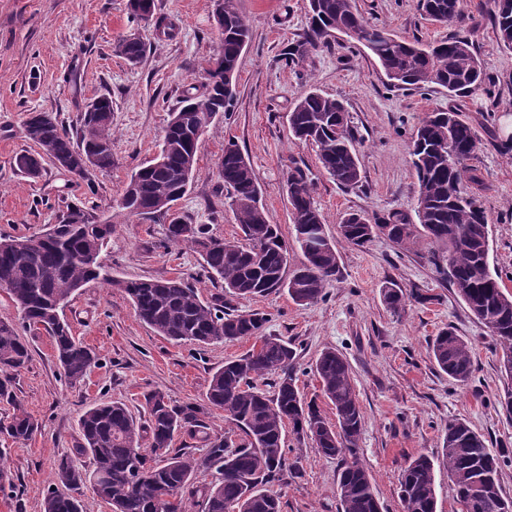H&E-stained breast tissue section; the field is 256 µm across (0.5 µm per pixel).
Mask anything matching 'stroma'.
Wrapping results in <instances>:
<instances>
[{"mask_svg": "<svg viewBox=\"0 0 512 512\" xmlns=\"http://www.w3.org/2000/svg\"><path fill=\"white\" fill-rule=\"evenodd\" d=\"M155 3L158 15L174 25L172 37L156 38L140 28L128 0H0V237L42 232L77 206L95 221L112 223L101 260L114 277L181 279L209 299L223 294L224 286L205 277L198 252L169 243L168 217L142 218L119 206L131 173L155 157L171 112L189 85L202 82L220 46L213 0ZM416 4L355 0L371 24L402 39L427 43L453 33L467 37L497 80L494 93L479 89L455 99L434 85H393L366 48L338 40L288 64V46L308 35L305 0H236L250 31L238 62L236 92L204 132L193 177L175 209L210 235L240 239L219 176L224 147L235 143L262 188L269 223L278 225L289 244L293 270L303 256L293 244L285 183L291 169L304 171L313 182L325 232L336 244L337 279L322 300L309 305L296 304L280 290L231 299V311L266 315L263 335L291 343L297 387L331 422L335 412L313 365L327 349L346 358L364 413L359 457L382 512H402L400 475L419 455L436 465L437 512H461L441 464L448 422L466 421L489 447L512 451V417L500 405L512 383L486 327L437 262L445 245L423 237L405 249L379 234L357 247L338 236L341 219L350 213L371 219L412 212L418 185L409 145L427 113L452 108L480 140L472 166L483 182L480 196L491 219L489 261L503 291L512 294V150L505 147L512 138V50L497 38L493 0H463L465 19L452 24L424 19ZM135 28L148 49L139 64L131 65L114 53L113 44ZM313 86L341 100L349 112L362 169L356 187L337 185L321 169L314 147L295 141L288 130V113ZM102 95L112 99L110 170L94 169L79 178L47 161L41 175L31 179L16 169V156L34 149L23 134L28 113H54L76 135L84 106ZM389 281L409 296L402 313H393L383 301ZM64 317L73 336L100 356L76 384L65 377L49 335L26 328L10 295L0 289V320L14 325L32 355L13 392L38 423L27 441L0 436V468L7 481L0 512H43L60 459L92 469L89 456L77 452L79 419L92 403H124L140 422L147 418L145 396L154 390L174 404L203 403L212 373L253 346L249 339L204 346L169 340L139 320L126 296L96 283L75 293ZM448 326L468 342L476 365L463 385L437 367L430 351L432 338ZM285 451L298 469L283 471L269 486L281 512H339L340 459L322 456L290 431Z\"/></svg>", "mask_w": 512, "mask_h": 512, "instance_id": "35a3bbf8", "label": "stroma"}]
</instances>
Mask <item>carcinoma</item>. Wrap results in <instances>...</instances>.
Listing matches in <instances>:
<instances>
[{
	"instance_id": "1",
	"label": "carcinoma",
	"mask_w": 512,
	"mask_h": 512,
	"mask_svg": "<svg viewBox=\"0 0 512 512\" xmlns=\"http://www.w3.org/2000/svg\"><path fill=\"white\" fill-rule=\"evenodd\" d=\"M310 28L308 38L288 49L291 60L328 43L331 32L355 30L374 36L368 51L385 74L400 86L422 88L437 85L452 97L464 98L487 79L483 60L468 39L453 34L424 47L417 41L401 40L370 26L354 9L352 0H307ZM422 15L439 22L461 19L462 0H417ZM134 18L147 26L168 31L171 23L155 12L143 11L140 0H129ZM221 42L208 60L204 82L186 90L180 108L171 113L182 123H168L161 141L167 162H151L135 171L127 183L121 206L129 214L149 217L165 214L187 191L198 161V148L187 138L185 124L200 113L224 110L233 95L224 93V68L235 67L240 42L248 39L244 18L233 0H224V20L217 21ZM494 25L499 42L512 49V0H495ZM142 39L126 43L124 59L138 64L146 54ZM79 141L45 112H30L23 124L25 137L37 151L16 156V168L30 178L41 174L50 160L64 172L85 177L84 159L94 160L100 170L112 169V99L99 96L83 110ZM294 138L316 148L323 171L344 188L361 181L358 153L350 128L349 114L339 100L313 87L302 94L288 113ZM480 146L470 124L458 112L430 113L417 128L410 157L418 181L414 215L392 213L369 220L350 214L338 225L339 236L362 247L380 227L399 246L414 242L420 227L427 237L446 245L448 275L458 295L473 315L488 329L502 356L512 354V295L504 293L499 275L489 263V218L479 196L463 188L468 181L476 187L481 180L468 164ZM220 177L232 199L235 220L243 241H227L208 235L177 217L168 226L169 241L186 244L203 258L208 277L224 283L231 297L263 296L281 288L301 305L325 296L328 284L339 272L336 245L310 251L298 237L302 229L324 231V219L313 201V183L299 168L288 173L286 187L291 206L295 242L304 262L289 278L288 247L279 228L267 221L256 199L262 192L251 165L233 142L224 148ZM56 239L41 236L8 237L0 246V288L7 290L28 326L44 329L52 338L57 360L72 382L82 381L98 365L96 352L72 336L60 311L80 288L99 282L124 293L139 319L157 333L177 342L206 345L211 342L261 340L258 350L224 362L209 382L206 404L171 405L162 393L145 395L147 425L138 424L120 402L97 403L80 418L81 455L92 457L89 471L62 459L54 472V483L44 497L43 512H82L80 496L89 485L112 512H280L279 498L266 488L286 465L283 430L293 426L298 437L311 441L327 457H343L338 490L341 512H379L369 473L357 455L364 416L352 382L347 360L334 350L322 352L313 366L324 396L336 411V423L324 417L315 401H306L294 377L295 351L290 343L263 336L266 318L259 312H224V298L210 300L182 280H123L110 275L84 256L100 253L112 235V225L97 224L79 207L68 209L52 226ZM386 305L395 313L405 307V293L395 283L383 288ZM439 369L458 383L473 376L474 362L467 341L446 327L430 344ZM31 360L28 346L14 326L0 321V399L13 413L0 420V433L16 441H27L38 424L14 398L15 376ZM274 377L273 392L257 381ZM224 412L225 420L240 431L208 432L202 419L205 409ZM151 440V455L140 447L143 434ZM177 433L204 443L201 458L170 454ZM166 455L164 463L154 456ZM443 465L448 470L456 499L469 512H512V498L499 483L500 454L488 448L470 425L455 419L448 422L444 439ZM216 468L214 484H197L203 468ZM403 512H437L434 464L426 456L414 457L400 479Z\"/></svg>"
}]
</instances>
